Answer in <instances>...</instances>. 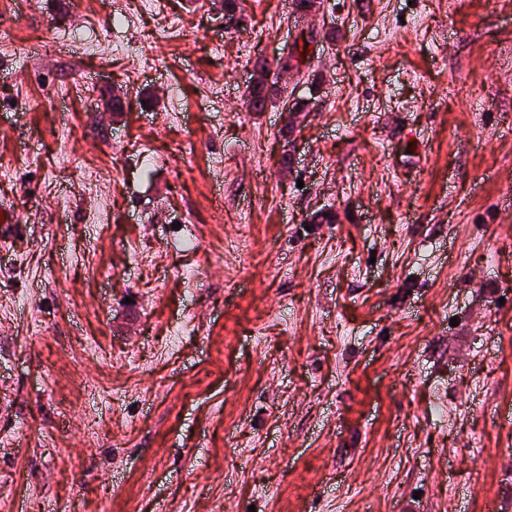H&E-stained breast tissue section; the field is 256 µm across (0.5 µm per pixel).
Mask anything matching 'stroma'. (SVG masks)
Listing matches in <instances>:
<instances>
[{"instance_id":"35a3bbf8","label":"stroma","mask_w":512,"mask_h":512,"mask_svg":"<svg viewBox=\"0 0 512 512\" xmlns=\"http://www.w3.org/2000/svg\"><path fill=\"white\" fill-rule=\"evenodd\" d=\"M1 206L0 512H512V0H0ZM254 70L261 74L262 79L258 84L251 83V85L248 87L246 97L251 109H253L255 112H262L264 111L269 99L267 90L270 71L266 62H257Z\"/></svg>"}]
</instances>
